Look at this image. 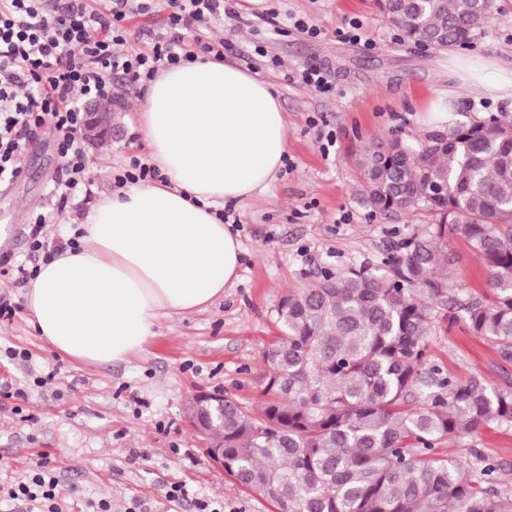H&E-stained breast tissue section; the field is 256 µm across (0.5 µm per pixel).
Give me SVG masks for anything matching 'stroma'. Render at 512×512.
Listing matches in <instances>:
<instances>
[{
    "mask_svg": "<svg viewBox=\"0 0 512 512\" xmlns=\"http://www.w3.org/2000/svg\"><path fill=\"white\" fill-rule=\"evenodd\" d=\"M296 18L320 27L322 36L294 30ZM352 19L363 25L358 44L339 34ZM214 35L225 41L226 62L272 84L288 118V156L269 195L232 207L243 249L235 286L205 311L161 319L127 361L101 365L54 353L29 323L24 288L0 280V294L19 305L12 322L0 325V349L31 354L24 362L0 358V381L27 388L24 413L31 416L21 421L14 400L0 398V478L21 477L50 457L63 512H93L103 497L111 498L112 512H200L203 502L214 512H278L211 463L206 440L189 422L193 398L221 391L257 408L265 387L262 354L279 334V299L326 268L381 266L402 238L427 226L423 214L371 215L355 164L365 145L391 131L412 141L492 115L512 119L511 98L474 94L462 83L463 69L479 75L492 60L512 59V0H493L470 47L441 53L403 40L376 0H267L262 13L225 20ZM272 56L280 66L268 65ZM313 64L327 68L335 94L301 83L299 72ZM142 96V89L117 82L111 108L118 131L106 145L86 146L96 194L111 192L112 170L127 156L149 152L138 123ZM441 99L447 111H436ZM58 173L53 139L43 135L28 150L24 176L0 186V225L8 231L0 254L27 259L29 217ZM448 249L456 288L491 295L489 275L468 243L453 236ZM428 363L462 381L478 375L491 387L512 382V363L463 323H449L444 306L435 311ZM48 366L59 372L55 383L34 386ZM442 450L481 453L512 485V427L463 434ZM177 482L188 494L169 500Z\"/></svg>",
    "mask_w": 512,
    "mask_h": 512,
    "instance_id": "1",
    "label": "stroma"
}]
</instances>
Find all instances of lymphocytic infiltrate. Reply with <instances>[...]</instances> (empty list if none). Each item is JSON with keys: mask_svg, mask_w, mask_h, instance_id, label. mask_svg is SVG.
Instances as JSON below:
<instances>
[{"mask_svg": "<svg viewBox=\"0 0 512 512\" xmlns=\"http://www.w3.org/2000/svg\"><path fill=\"white\" fill-rule=\"evenodd\" d=\"M166 8V28L129 29L132 17ZM224 0H0V184L19 179L28 145L50 133L61 161L50 200L29 224L31 256L50 262L79 237L46 238L55 212H82L93 195L80 139L83 104L112 96V81L146 84L160 69L224 58L211 32L224 23ZM34 512H62L60 480L50 459L24 478L0 483V498Z\"/></svg>", "mask_w": 512, "mask_h": 512, "instance_id": "lymphocytic-infiltrate-1", "label": "lymphocytic infiltrate"}]
</instances>
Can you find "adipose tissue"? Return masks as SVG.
Listing matches in <instances>:
<instances>
[{
    "mask_svg": "<svg viewBox=\"0 0 512 512\" xmlns=\"http://www.w3.org/2000/svg\"><path fill=\"white\" fill-rule=\"evenodd\" d=\"M138 121L167 184L101 196L80 249L41 265L25 292L38 336L75 361H126L159 318L221 298L239 276L243 250L214 208L265 196L288 153L271 86L214 60L161 72Z\"/></svg>",
    "mask_w": 512,
    "mask_h": 512,
    "instance_id": "1",
    "label": "adipose tissue"
}]
</instances>
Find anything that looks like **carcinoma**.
<instances>
[{
  "label": "carcinoma",
  "instance_id": "1",
  "mask_svg": "<svg viewBox=\"0 0 512 512\" xmlns=\"http://www.w3.org/2000/svg\"><path fill=\"white\" fill-rule=\"evenodd\" d=\"M404 37L437 51L470 44L477 0H377ZM512 121L363 147V200L384 217L435 222L380 270H322L276 305L280 336L263 353L265 399L252 412L224 398V471L279 512H512L490 459L441 457L437 446L490 425L512 427V384L490 389L426 368L433 308L463 313L473 334L512 362ZM470 245L492 297L448 295V237ZM427 393L418 406L420 386Z\"/></svg>",
  "mask_w": 512,
  "mask_h": 512
}]
</instances>
